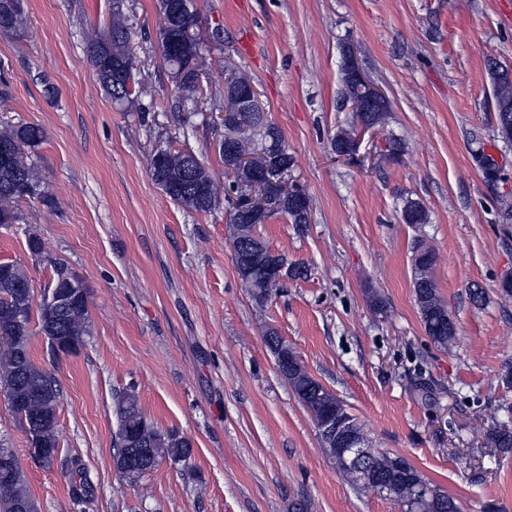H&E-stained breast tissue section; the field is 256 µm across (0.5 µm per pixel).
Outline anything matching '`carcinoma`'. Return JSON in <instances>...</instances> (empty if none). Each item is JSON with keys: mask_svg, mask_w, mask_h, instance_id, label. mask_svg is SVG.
I'll use <instances>...</instances> for the list:
<instances>
[{"mask_svg": "<svg viewBox=\"0 0 512 512\" xmlns=\"http://www.w3.org/2000/svg\"><path fill=\"white\" fill-rule=\"evenodd\" d=\"M24 24L22 6H12V0H0V32L17 33ZM113 36L105 39L93 32L86 35L89 62L96 73L102 90L119 108L133 103L132 91L127 89L131 77L128 43V17L116 12L112 15ZM200 16L195 13L179 19L167 12L159 15L157 43L161 56L169 68L176 89V103L186 113L188 122L198 110L201 91L198 77L209 70L210 62L202 50L199 37ZM494 98L498 112L499 131L512 129V78L508 73L497 77ZM389 106H373L370 112L355 113V122L336 132L332 145L349 148L359 137V130L370 122L376 127L383 123ZM265 108L256 103L255 111L242 115L241 122L224 129V135L233 137L236 154L267 153L272 145L279 147L278 161L293 165V157L283 146L282 133L272 126L270 139L258 133ZM44 140L41 127L30 123L4 124L0 126V225L18 224L22 221L16 204L23 198L39 197L48 200L39 169L32 163L26 150L34 149ZM149 170L154 182L172 201L196 213H210L220 203L219 186L212 174L206 171L204 161L194 153L166 146L163 153H151ZM281 215L293 224H303L298 206L283 203L277 209L255 216L251 221L240 217L239 208L231 207L228 233L232 248L254 256V262L262 264L270 259L271 250L255 233V227L270 218ZM435 257L425 248L421 276L426 287L414 289L425 332L437 346L447 349L454 343L456 332L448 326H440L450 317L448 306L437 291L432 277ZM37 309L40 330L46 337L64 336L73 349L82 345L88 335V302L82 300L61 311L44 302L34 303L33 289L21 266L14 262H0V334L14 337L15 354L0 356V392L7 400H21V408L13 411L22 429L40 420L36 438L49 451L58 450L57 414L60 408V390L51 369L33 360L30 351V322L32 309ZM267 344L274 354L284 355L287 367L281 374L288 379L293 392L302 405L318 421L326 415L344 413V404L336 396L326 393L314 396L316 382L289 351L282 348L280 336L267 335ZM38 385L48 392V397L30 395L32 386ZM113 414L118 420L115 435L116 453L113 463L124 478L136 480L153 470L162 461L188 464L192 458L189 439L173 433L164 434L146 420L134 387L128 386L115 393ZM0 454L12 458L13 466L0 471V512H20L32 497L20 463L14 453L0 443ZM395 455L366 448V463L375 474L394 476ZM71 494L80 504L91 495V485L79 462L70 471ZM427 492L418 494L415 485L403 482L396 487L394 504L401 512H461L460 502L442 489L425 483Z\"/></svg>", "mask_w": 512, "mask_h": 512, "instance_id": "carcinoma-1", "label": "carcinoma"}]
</instances>
